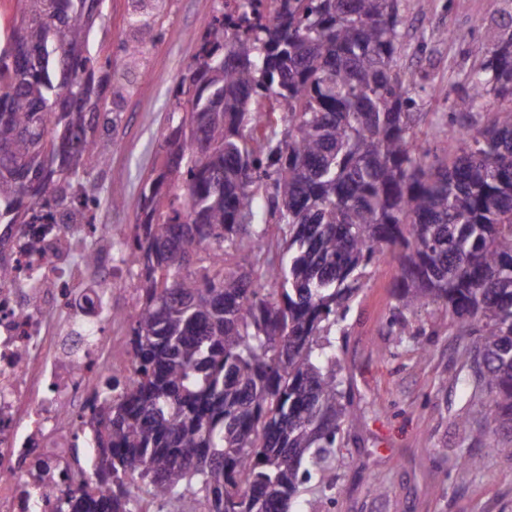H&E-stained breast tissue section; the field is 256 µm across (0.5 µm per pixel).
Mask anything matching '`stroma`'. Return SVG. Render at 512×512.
Segmentation results:
<instances>
[{"instance_id": "stroma-1", "label": "stroma", "mask_w": 512, "mask_h": 512, "mask_svg": "<svg viewBox=\"0 0 512 512\" xmlns=\"http://www.w3.org/2000/svg\"><path fill=\"white\" fill-rule=\"evenodd\" d=\"M214 0H171L160 39L148 43L141 73L131 77L122 120L113 133L112 163L94 171L100 224H134L143 180L161 166L159 142L175 106L173 88L198 49ZM132 0H106L94 45L114 50L125 36ZM399 63L417 79L428 112L448 111L475 64L468 43L441 39L473 29L476 37L512 27V0H402ZM124 207L112 208V192ZM390 258L367 270L359 304L336 334L351 377L356 420L345 427L323 472L304 485L292 512H512V436L483 423L488 395L472 381L465 344L441 310L395 317ZM468 421L461 429L460 421ZM479 468L461 472L462 457Z\"/></svg>"}]
</instances>
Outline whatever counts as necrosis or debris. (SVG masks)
Wrapping results in <instances>:
<instances>
[{"label":"necrosis or debris","mask_w":512,"mask_h":512,"mask_svg":"<svg viewBox=\"0 0 512 512\" xmlns=\"http://www.w3.org/2000/svg\"><path fill=\"white\" fill-rule=\"evenodd\" d=\"M0 252V512H51V492L76 462L91 386L109 369L112 318L102 298L126 288L109 224H27ZM96 238L100 285L73 258Z\"/></svg>","instance_id":"4bbe7bcc"}]
</instances>
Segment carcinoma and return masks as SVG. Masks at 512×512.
Returning <instances> with one entry per match:
<instances>
[{
  "instance_id": "carcinoma-1",
  "label": "carcinoma",
  "mask_w": 512,
  "mask_h": 512,
  "mask_svg": "<svg viewBox=\"0 0 512 512\" xmlns=\"http://www.w3.org/2000/svg\"><path fill=\"white\" fill-rule=\"evenodd\" d=\"M97 2L21 0L0 32L3 246L24 224L69 223L72 190L118 149L93 136L128 92L90 48ZM136 3L119 45L131 69L169 0ZM400 4L218 0L120 248L141 279L132 378L94 396L82 426L98 461L53 512H141L146 496L169 512L191 497L202 512L292 507L357 418L330 336L387 254L397 309L444 311L469 340L486 426L512 434V33L454 31L479 63L455 112L429 114L398 67ZM422 123L451 126L446 153ZM232 248L249 261L228 270Z\"/></svg>"
}]
</instances>
